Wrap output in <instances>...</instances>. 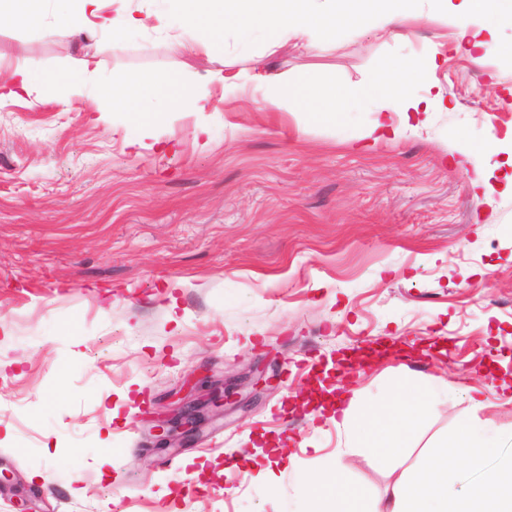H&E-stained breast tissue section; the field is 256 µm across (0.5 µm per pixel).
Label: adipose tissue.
<instances>
[{
    "label": "adipose tissue",
    "instance_id": "adipose-tissue-1",
    "mask_svg": "<svg viewBox=\"0 0 512 512\" xmlns=\"http://www.w3.org/2000/svg\"><path fill=\"white\" fill-rule=\"evenodd\" d=\"M105 0H57L59 12L49 18L45 0H0V22L20 29L50 26L65 37L85 26L120 37L147 29L151 15L142 9L106 12ZM173 11L190 36L189 51L212 53L223 47L224 31L236 23L266 34L270 43L293 37L309 46L335 38L343 26L358 23L384 35L402 36L415 20L445 21L455 29L459 45L481 49L495 39L499 25H512V0H171ZM439 67L437 53L413 62L410 71L389 67L371 74L341 95L317 96L301 92L288 74H254L263 100L282 112H308L327 117L372 99L383 112L420 113L432 104H444L430 75ZM424 84L425 96L406 93L408 85ZM48 75L18 68L0 78V100L31 96L55 88ZM112 109L146 119L150 114L182 112L198 107L200 97L193 72L157 78L117 74L112 79ZM447 382L432 378L417 391L400 385L388 395V408L377 412L363 405L359 395L336 406V423L350 435L354 447L379 449L384 458H396L407 446V436L420 423L426 408L447 393ZM499 435H486L470 422H462L455 452L439 458L438 466L420 480H397L387 500L367 504L365 494L349 481L343 464L328 473L310 476L304 488L306 512H512V458L497 469L484 471L486 459L501 444ZM485 476L464 496L455 495L467 471Z\"/></svg>",
    "mask_w": 512,
    "mask_h": 512
}]
</instances>
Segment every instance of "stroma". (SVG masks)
<instances>
[{
    "instance_id": "1",
    "label": "stroma",
    "mask_w": 512,
    "mask_h": 512,
    "mask_svg": "<svg viewBox=\"0 0 512 512\" xmlns=\"http://www.w3.org/2000/svg\"><path fill=\"white\" fill-rule=\"evenodd\" d=\"M133 4L152 24L118 41L85 29L64 47L51 29L0 25V71H87L80 89L0 102V472L20 479L0 512H303L304 474L339 460L383 498L469 419L506 440L485 469L511 458L512 28L479 64L423 21L404 39L352 24L271 52L231 25L208 55L185 50L167 0ZM435 48L448 105L399 138L370 136V103L327 121L213 84L202 111L143 125L99 95L116 72L187 68L340 93ZM477 166L488 183L475 189ZM371 348L363 369L336 373ZM253 365L273 391L238 388L202 438L159 450L150 411L188 373L230 382ZM325 369L372 408L432 377L448 398L388 464L298 407ZM245 448L251 467L225 474Z\"/></svg>"
}]
</instances>
